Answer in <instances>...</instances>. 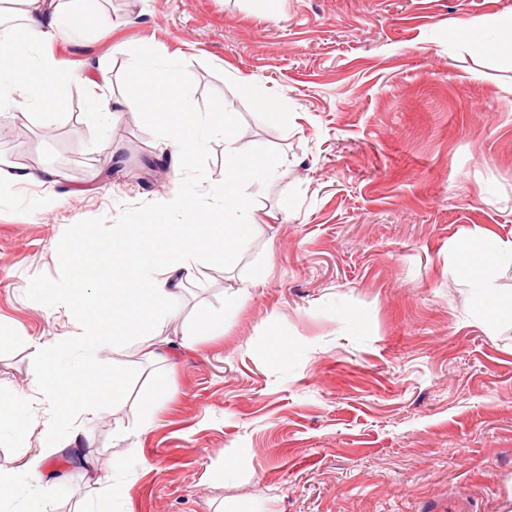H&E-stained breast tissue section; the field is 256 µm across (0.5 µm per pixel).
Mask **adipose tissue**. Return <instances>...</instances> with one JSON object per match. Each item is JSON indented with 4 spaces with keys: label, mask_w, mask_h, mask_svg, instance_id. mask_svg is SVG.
Returning <instances> with one entry per match:
<instances>
[{
    "label": "adipose tissue",
    "mask_w": 512,
    "mask_h": 512,
    "mask_svg": "<svg viewBox=\"0 0 512 512\" xmlns=\"http://www.w3.org/2000/svg\"><path fill=\"white\" fill-rule=\"evenodd\" d=\"M20 2L18 23L0 30V112L20 105L38 111L62 108L77 84L88 101L83 123L91 128L104 126L112 118V100L98 79L62 68L48 50L60 26L83 35L93 31L96 15L75 7V0ZM500 29L501 37L490 38L481 27L463 23L457 26L456 36L473 55L512 56V18L501 21ZM185 83L182 71L160 67L154 47L143 45L130 68L129 90L121 105L153 116L188 162L200 149L205 131L223 134L224 184L216 193L201 189L194 199L174 195L152 212L148 222L113 227L106 237L100 236L96 226H77V237L97 241L98 248L76 254L66 287L50 290L55 305L70 311L77 330L28 342L35 369L33 385L53 410L43 429H35L29 415L33 395L0 383V423L8 425L19 445H28L32 435L40 437L37 452L27 456L22 469L0 465V503L14 499L25 479L35 488L31 512H53V484L45 474L48 460L65 450L73 466L88 463L83 432L70 433L60 446L55 442V427L82 417L94 420L123 388L120 379L108 384L98 376L105 348L150 336L194 279L198 262L234 263L258 228L249 189L271 177L276 162L238 150L237 126L228 112L192 111L183 93ZM214 194L221 206L205 204V197ZM174 213L181 214V221H171ZM504 256L512 257V241L466 240L456 249L457 270L469 281L475 305L490 322L512 321V298L498 297L487 275Z\"/></svg>",
    "instance_id": "1"
}]
</instances>
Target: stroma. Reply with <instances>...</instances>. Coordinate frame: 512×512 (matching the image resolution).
<instances>
[{
	"label": "stroma",
	"mask_w": 512,
	"mask_h": 512,
	"mask_svg": "<svg viewBox=\"0 0 512 512\" xmlns=\"http://www.w3.org/2000/svg\"><path fill=\"white\" fill-rule=\"evenodd\" d=\"M92 35L58 38L63 67H92L121 100L138 47L188 75L192 110L232 112L237 147L277 160L252 187L263 222L234 266L199 267L158 327L107 350L123 392L90 426L91 473L56 457L55 512H420L467 495L499 512L512 478V325L491 324L455 268L458 243L512 240V59L487 62L457 24L512 17V0H93ZM276 96L265 121L242 89ZM0 116V381L30 392L24 338L73 332L37 284L66 280L79 224L102 235L177 193L224 180V138L192 163L148 116ZM269 268L256 282V268ZM224 319L199 336L198 318ZM288 342L268 354V334ZM153 392L147 402L145 392Z\"/></svg>",
	"instance_id": "35a3bbf8"
}]
</instances>
